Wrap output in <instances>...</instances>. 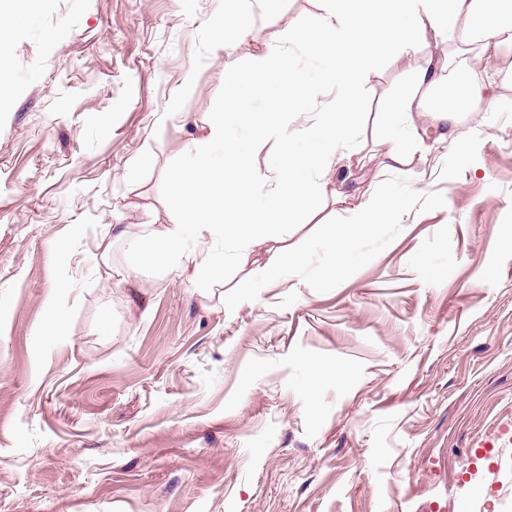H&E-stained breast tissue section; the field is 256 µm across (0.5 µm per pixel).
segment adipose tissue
Wrapping results in <instances>:
<instances>
[{"label": "adipose tissue", "instance_id": "obj_1", "mask_svg": "<svg viewBox=\"0 0 512 512\" xmlns=\"http://www.w3.org/2000/svg\"><path fill=\"white\" fill-rule=\"evenodd\" d=\"M318 2L317 14L292 21L287 33H270L252 58L256 83L268 91H288L290 107L280 122L265 123L242 108L244 77L238 67L225 66L222 107L210 114L202 136L192 138L187 168L173 171L168 179L184 211L183 221L152 225L144 238L126 226L117 230L118 238L130 239L138 249L141 266L161 259L172 267L191 268L196 283L213 284L223 280L229 263L246 259L249 241L242 231L283 223L295 211L317 218L318 202L328 197L351 212L349 230L331 242L340 261H347L358 237L376 225L393 223L404 208L403 194L362 201L352 188V152L359 136L355 115L384 47L405 54L431 44L442 48L441 55L429 57L420 68L413 90L394 103L379 130L388 147L385 168L408 171L414 153L408 132L421 113L447 123L449 138L456 139L459 111L495 109V96L477 76L503 53H512V0H391L379 24L371 11L375 0ZM297 40L326 59L321 82L339 88L336 99L313 122L307 119L312 87L281 59L284 43ZM240 128L256 130L263 140L275 139L283 161L259 168L236 145L233 134ZM299 138L311 141L312 149L296 152L293 143ZM191 229L219 237L223 250L201 261L185 254L182 244Z\"/></svg>", "mask_w": 512, "mask_h": 512}]
</instances>
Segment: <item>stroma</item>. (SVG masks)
<instances>
[{"instance_id": "stroma-1", "label": "stroma", "mask_w": 512, "mask_h": 512, "mask_svg": "<svg viewBox=\"0 0 512 512\" xmlns=\"http://www.w3.org/2000/svg\"><path fill=\"white\" fill-rule=\"evenodd\" d=\"M225 8L0 0V512H512V63L462 138L418 119L410 180L377 126L427 53L380 52L358 190L409 203L348 264L323 245L333 204L282 225L307 263L258 293L238 267L208 288L133 271L124 239L102 258L111 225L180 216L188 132L269 35L257 12L254 42L212 53Z\"/></svg>"}]
</instances>
